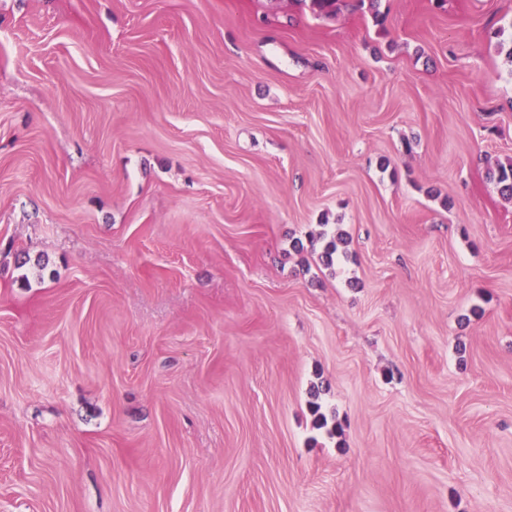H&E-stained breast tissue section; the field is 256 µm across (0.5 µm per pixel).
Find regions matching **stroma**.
Wrapping results in <instances>:
<instances>
[{"mask_svg": "<svg viewBox=\"0 0 512 512\" xmlns=\"http://www.w3.org/2000/svg\"><path fill=\"white\" fill-rule=\"evenodd\" d=\"M381 7L0 0V512H512V0ZM488 177L499 186L502 196L512 199V162L497 163L488 171Z\"/></svg>", "mask_w": 512, "mask_h": 512, "instance_id": "stroma-1", "label": "stroma"}]
</instances>
